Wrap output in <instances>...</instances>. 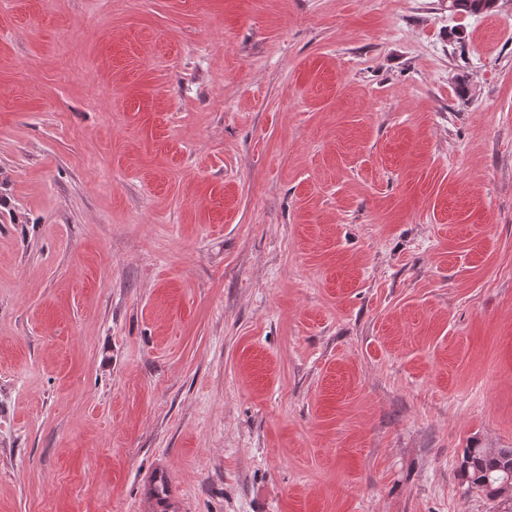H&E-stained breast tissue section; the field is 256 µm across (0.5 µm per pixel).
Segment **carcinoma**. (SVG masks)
<instances>
[{
  "mask_svg": "<svg viewBox=\"0 0 512 512\" xmlns=\"http://www.w3.org/2000/svg\"><path fill=\"white\" fill-rule=\"evenodd\" d=\"M497 0H448V12H464L478 16L490 11ZM460 470L467 488L502 506L501 512H512V448H466Z\"/></svg>",
  "mask_w": 512,
  "mask_h": 512,
  "instance_id": "obj_1",
  "label": "carcinoma"
}]
</instances>
